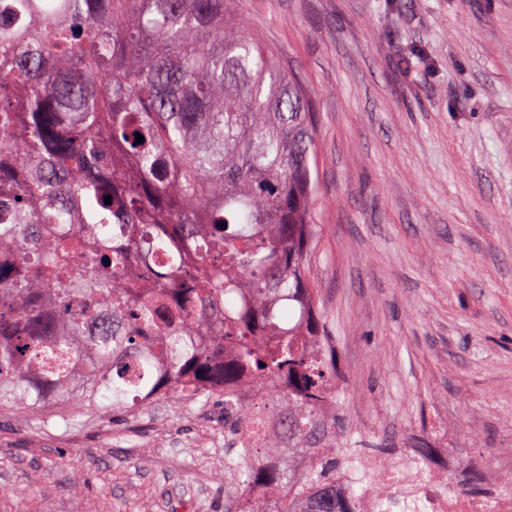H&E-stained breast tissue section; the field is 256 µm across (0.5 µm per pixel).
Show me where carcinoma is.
<instances>
[{"mask_svg": "<svg viewBox=\"0 0 512 512\" xmlns=\"http://www.w3.org/2000/svg\"><path fill=\"white\" fill-rule=\"evenodd\" d=\"M236 4L0 8V407L219 393L224 512H361L336 496L361 443L325 413L308 92Z\"/></svg>", "mask_w": 512, "mask_h": 512, "instance_id": "cac0c4a2", "label": "carcinoma"}]
</instances>
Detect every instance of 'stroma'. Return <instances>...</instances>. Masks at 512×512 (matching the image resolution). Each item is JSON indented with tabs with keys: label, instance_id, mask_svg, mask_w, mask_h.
<instances>
[{
	"label": "stroma",
	"instance_id": "stroma-1",
	"mask_svg": "<svg viewBox=\"0 0 512 512\" xmlns=\"http://www.w3.org/2000/svg\"><path fill=\"white\" fill-rule=\"evenodd\" d=\"M305 85L354 439L512 452V0H240ZM221 398L0 409V512H224Z\"/></svg>",
	"mask_w": 512,
	"mask_h": 512
}]
</instances>
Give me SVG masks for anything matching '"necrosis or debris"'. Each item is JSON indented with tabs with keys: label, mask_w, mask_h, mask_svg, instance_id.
Masks as SVG:
<instances>
[{
	"label": "necrosis or debris",
	"mask_w": 512,
	"mask_h": 512,
	"mask_svg": "<svg viewBox=\"0 0 512 512\" xmlns=\"http://www.w3.org/2000/svg\"><path fill=\"white\" fill-rule=\"evenodd\" d=\"M345 455L338 491H351L365 474L389 491L383 499L363 496L364 512H512V486L489 483L471 489L466 468L447 449L429 464L413 448L383 464L350 448Z\"/></svg>",
	"instance_id": "necrosis-or-debris-1"
}]
</instances>
